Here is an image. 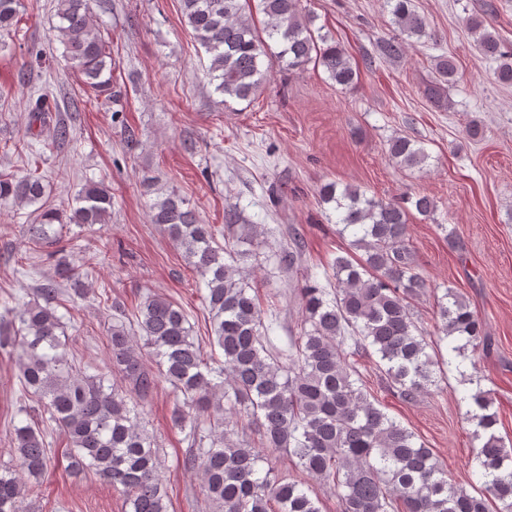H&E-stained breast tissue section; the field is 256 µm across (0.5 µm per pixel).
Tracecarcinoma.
<instances>
[{
	"instance_id": "carcinoma-1",
	"label": "carcinoma",
	"mask_w": 512,
	"mask_h": 512,
	"mask_svg": "<svg viewBox=\"0 0 512 512\" xmlns=\"http://www.w3.org/2000/svg\"><path fill=\"white\" fill-rule=\"evenodd\" d=\"M386 6L397 34L379 39L375 53L398 63L411 39L431 33L414 0H386ZM21 8V0H0V38L16 32ZM181 12L209 56V74L226 107L254 97L275 66L303 72L313 63L344 89L358 83L353 57L340 42L313 30L314 17L302 12L300 0H181ZM56 16L67 67L94 98L112 97V48L93 23L89 0H57ZM465 23L479 51L499 62L496 81L512 85V45L490 31L483 17ZM457 73L453 55L433 59L426 95L437 108L452 107L448 90ZM51 111L50 96L38 94L26 136L41 137ZM387 152L402 168L428 165L425 148L405 136L390 138ZM318 195L321 203L335 204L338 233H350L351 246L363 254L337 255L327 287L311 274L304 278L298 335L283 346L269 336V309L247 280L255 225L227 211L229 234L221 243L213 225L203 223L174 191L153 203L151 222L168 233L205 287L210 332L224 355L220 366L208 363L185 309L152 293L133 320L112 302L110 368L120 385L102 374L86 377L71 363L56 311L63 296L58 282L42 284L36 299L21 308L1 309L0 348L10 349L20 383L41 403L44 416L40 426L32 419L13 425L14 458L0 464V512H30L23 503L51 469L42 428L53 425L68 440L69 469L95 471L123 494L128 512H168L158 445L139 412L162 380L183 396L171 420L188 443L182 466L201 473L210 512H321L312 490L271 464L260 469L266 460L261 448L287 455L301 471L332 486L338 512H512V448L491 431L497 415L489 393L472 395L470 419L487 432L475 456L482 486L472 495L448 481L415 432L379 408L350 361L359 350L372 352L396 396L412 402L440 390L442 341H454L451 351L458 355L487 349L482 322L457 291L448 288L437 299L436 339H427L415 316L411 300L427 283L415 272L409 211L429 218L436 202L427 195L369 198L354 185L340 189L334 181L323 183ZM0 201L37 206L26 234L53 255L62 251L55 225L106 224L112 211L109 187L92 181L82 187L75 207L58 210L35 170L22 177L0 174ZM58 275L74 295H84L83 271L62 260ZM348 339L351 351L345 349ZM145 348L152 350L155 365L145 362ZM241 416L257 427V439L231 438V423Z\"/></svg>"
}]
</instances>
